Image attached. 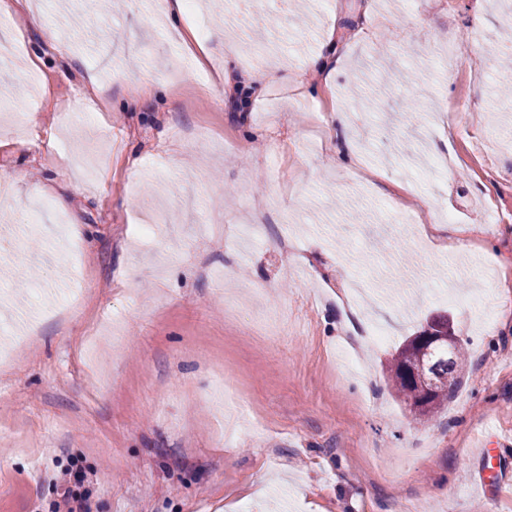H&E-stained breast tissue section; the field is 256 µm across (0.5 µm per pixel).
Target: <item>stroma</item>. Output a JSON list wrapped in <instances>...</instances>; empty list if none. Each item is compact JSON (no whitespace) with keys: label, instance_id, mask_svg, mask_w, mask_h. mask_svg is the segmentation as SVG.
<instances>
[{"label":"stroma","instance_id":"obj_1","mask_svg":"<svg viewBox=\"0 0 512 512\" xmlns=\"http://www.w3.org/2000/svg\"><path fill=\"white\" fill-rule=\"evenodd\" d=\"M29 2L0 14V512H512L473 486L479 432L512 436L501 0H291L272 29L197 0L228 75L203 100L154 0ZM461 226L496 278L443 251ZM440 312L462 383L419 422L384 366Z\"/></svg>","mask_w":512,"mask_h":512}]
</instances>
